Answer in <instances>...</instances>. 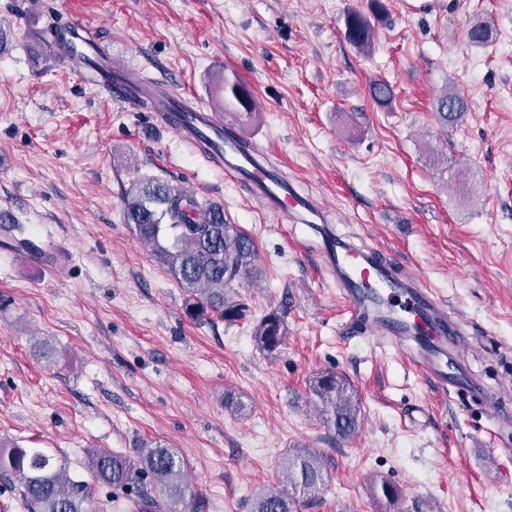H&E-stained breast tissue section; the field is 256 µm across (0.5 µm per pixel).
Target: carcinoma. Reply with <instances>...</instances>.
<instances>
[{
	"label": "carcinoma",
	"instance_id": "cac0c4a2",
	"mask_svg": "<svg viewBox=\"0 0 512 512\" xmlns=\"http://www.w3.org/2000/svg\"><path fill=\"white\" fill-rule=\"evenodd\" d=\"M344 36L355 48L367 51L374 29L359 12L347 15ZM467 38L474 46L493 39L488 20L473 23ZM224 109L251 113L256 104L252 93L235 78L221 85ZM464 95L454 88L435 101V112L444 125L459 121L467 112ZM126 223L135 235L153 247L157 261L186 292L183 312L196 324H211L216 318L236 323L249 316V306L232 295L235 282L259 272L253 239L237 224L224 222V208L202 204L180 188L158 179L132 183L126 193ZM287 329L282 314L273 310L257 320L252 336L267 353L284 342ZM312 392L321 404L320 417L338 436H352L358 428L359 404L349 380L333 371L320 373ZM87 468L100 485L134 497L138 512H206L208 502L191 490L187 463L179 452L162 441H149L130 455L102 448L87 450ZM287 484L271 486L251 500V512H297L301 501L318 497L324 489L326 471L322 455L304 446L288 450L281 464ZM0 474L21 478L20 495L32 512H104L93 509L94 489L70 478L54 456L41 450L9 446L0 441ZM373 496L395 506L401 491L383 480L372 486Z\"/></svg>",
	"mask_w": 512,
	"mask_h": 512
}]
</instances>
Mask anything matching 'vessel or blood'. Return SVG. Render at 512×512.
<instances>
[{
	"label": "vessel or blood",
	"instance_id": "1",
	"mask_svg": "<svg viewBox=\"0 0 512 512\" xmlns=\"http://www.w3.org/2000/svg\"><path fill=\"white\" fill-rule=\"evenodd\" d=\"M76 24L49 33L63 61L88 64L97 40L84 32L82 45L67 35ZM98 86L126 109L150 108L155 126L174 132L191 151H204L228 179L244 183L248 195L265 210L292 224L305 225L320 249L321 269L335 282L345 304L340 332L391 343L404 350L415 367L441 392L465 388L496 407L495 393L448 369V350L460 344L464 330L446 302L416 274L402 270L379 250L357 244L330 224L322 203L264 161L265 151L242 139L222 116L176 92L164 79L146 83L127 73L96 74Z\"/></svg>",
	"mask_w": 512,
	"mask_h": 512
}]
</instances>
